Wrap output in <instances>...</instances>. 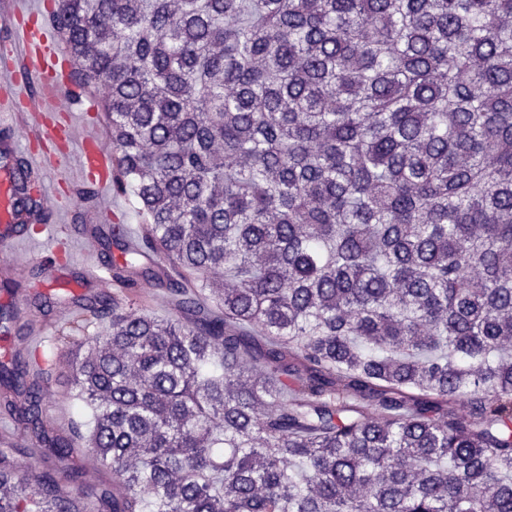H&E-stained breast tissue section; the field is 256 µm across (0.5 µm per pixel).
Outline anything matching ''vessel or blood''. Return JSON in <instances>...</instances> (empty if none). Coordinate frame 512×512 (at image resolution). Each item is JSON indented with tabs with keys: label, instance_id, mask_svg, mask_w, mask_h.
Segmentation results:
<instances>
[{
	"label": "vessel or blood",
	"instance_id": "b4317fda",
	"mask_svg": "<svg viewBox=\"0 0 512 512\" xmlns=\"http://www.w3.org/2000/svg\"><path fill=\"white\" fill-rule=\"evenodd\" d=\"M47 10L46 0L28 7L22 0H0V26L13 30L23 45L19 51L10 43L0 46V110L20 117L31 138L63 142L75 150L81 183H91L102 190L112 182V155L99 137L98 101L90 95L84 97L89 118L82 125L85 133H78L80 125L73 114L72 89L59 78L61 72L70 69L71 60L61 49L53 29L38 21ZM22 70L43 77L37 94L20 91L18 73ZM23 220L12 202L0 194L1 247L28 242L27 233L19 228Z\"/></svg>",
	"mask_w": 512,
	"mask_h": 512
}]
</instances>
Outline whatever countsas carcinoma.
I'll use <instances>...</instances> for the list:
<instances>
[{
    "label": "carcinoma",
    "instance_id": "cac0c4a2",
    "mask_svg": "<svg viewBox=\"0 0 512 512\" xmlns=\"http://www.w3.org/2000/svg\"><path fill=\"white\" fill-rule=\"evenodd\" d=\"M51 22L72 82L108 88L112 192L148 223L135 248L109 226L112 296L38 298L82 311L55 337L68 429L50 361L0 362L38 456L0 448V512H512V0H57ZM142 279L175 314L130 311ZM52 402L58 407V415L56 420H52L47 412L48 403ZM76 413L75 406L67 392L66 387L62 383L53 385V388L46 394L44 399V417L47 423L60 428H67L70 423L71 416Z\"/></svg>",
    "mask_w": 512,
    "mask_h": 512
}]
</instances>
